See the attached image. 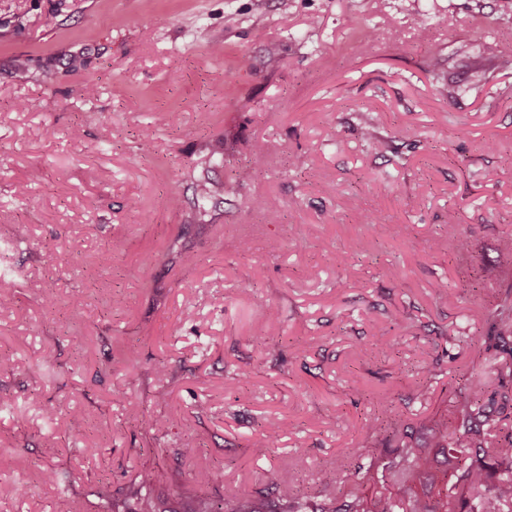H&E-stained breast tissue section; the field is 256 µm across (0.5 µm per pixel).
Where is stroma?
<instances>
[{
  "instance_id": "1",
  "label": "stroma",
  "mask_w": 512,
  "mask_h": 512,
  "mask_svg": "<svg viewBox=\"0 0 512 512\" xmlns=\"http://www.w3.org/2000/svg\"><path fill=\"white\" fill-rule=\"evenodd\" d=\"M509 43L512 0H0V512H99L146 468L156 512L309 494L343 449L394 450L363 427L378 398L427 416L463 369L502 377L484 399L512 420L487 320L512 287Z\"/></svg>"
}]
</instances>
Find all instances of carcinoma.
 <instances>
[{
  "label": "carcinoma",
  "instance_id": "cac0c4a2",
  "mask_svg": "<svg viewBox=\"0 0 512 512\" xmlns=\"http://www.w3.org/2000/svg\"><path fill=\"white\" fill-rule=\"evenodd\" d=\"M498 336L512 337V289L489 314ZM453 410L415 428L392 420L390 436L401 443L390 461L370 448H345L350 460L340 481L321 480L313 496H294L284 505L257 503L243 512H512V427L487 410V382L475 372L459 375ZM453 467L438 475L430 449ZM156 478L144 469L124 494V512H154L148 490Z\"/></svg>",
  "mask_w": 512,
  "mask_h": 512
}]
</instances>
